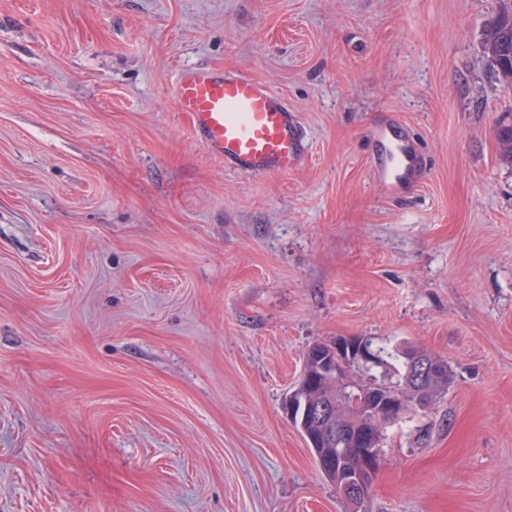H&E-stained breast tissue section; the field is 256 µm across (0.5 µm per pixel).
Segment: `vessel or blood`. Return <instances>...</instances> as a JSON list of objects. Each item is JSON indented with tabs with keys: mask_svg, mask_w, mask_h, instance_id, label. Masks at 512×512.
Instances as JSON below:
<instances>
[{
	"mask_svg": "<svg viewBox=\"0 0 512 512\" xmlns=\"http://www.w3.org/2000/svg\"><path fill=\"white\" fill-rule=\"evenodd\" d=\"M174 96L201 144L229 170L285 174L307 158L297 114L262 81L207 67L185 68L176 77ZM379 142L388 152L379 173L383 185L399 186L419 174L415 146L403 127H386Z\"/></svg>",
	"mask_w": 512,
	"mask_h": 512,
	"instance_id": "1",
	"label": "vessel or blood"
}]
</instances>
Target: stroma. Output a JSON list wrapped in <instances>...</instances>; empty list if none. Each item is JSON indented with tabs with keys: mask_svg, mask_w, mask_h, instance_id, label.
Here are the masks:
<instances>
[{
	"mask_svg": "<svg viewBox=\"0 0 512 512\" xmlns=\"http://www.w3.org/2000/svg\"><path fill=\"white\" fill-rule=\"evenodd\" d=\"M498 0H0V512H349L282 409L304 350L447 360L363 512H512ZM270 85L309 157L225 170L174 101ZM423 159L376 181L377 128Z\"/></svg>",
	"mask_w": 512,
	"mask_h": 512,
	"instance_id": "35a3bbf8",
	"label": "stroma"
}]
</instances>
